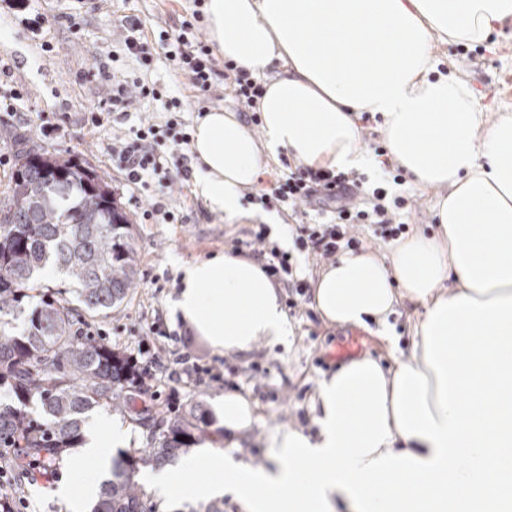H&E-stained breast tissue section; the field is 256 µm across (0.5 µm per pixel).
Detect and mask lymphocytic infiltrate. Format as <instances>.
Instances as JSON below:
<instances>
[{"mask_svg": "<svg viewBox=\"0 0 512 512\" xmlns=\"http://www.w3.org/2000/svg\"><path fill=\"white\" fill-rule=\"evenodd\" d=\"M126 31L124 50L142 67L151 66L155 53H164L179 60L193 90L204 99L222 98L229 90L244 111H256L264 87L233 62L218 63L212 49L198 37L190 21H183L178 30L155 43L145 35L140 23H130ZM136 98L164 101L170 111L165 126H179L178 101L168 99L165 88L157 83L137 80L129 87L116 85L109 102L114 112L125 116ZM160 129L152 119L144 118L138 126L112 134V158L119 162L128 183L133 186L149 188L167 169ZM385 198L384 190L379 187L371 195H360L354 173L313 167L279 176L270 189L258 195L266 208L279 203L292 211L308 207L321 214V221L296 225L294 231L298 248L324 262L334 261L341 251L359 249L361 241L354 233L358 225H375L377 233L385 240L397 239L405 232V225L398 223L395 215L396 209L404 206V198H396L390 206L386 205ZM248 246L254 254L264 257L263 270L267 276L285 281L292 295H305L309 285L298 277L292 255L267 248L264 230L255 231Z\"/></svg>", "mask_w": 512, "mask_h": 512, "instance_id": "f902f5d3", "label": "lymphocytic infiltrate"}]
</instances>
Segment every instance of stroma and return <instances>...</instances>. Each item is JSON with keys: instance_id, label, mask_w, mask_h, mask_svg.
Listing matches in <instances>:
<instances>
[{"instance_id": "1", "label": "stroma", "mask_w": 512, "mask_h": 512, "mask_svg": "<svg viewBox=\"0 0 512 512\" xmlns=\"http://www.w3.org/2000/svg\"><path fill=\"white\" fill-rule=\"evenodd\" d=\"M202 4L203 0H0V99L13 100L17 111L29 113L32 120L31 126L20 127L0 114V128L13 137L11 143L0 142V153L15 154L24 144L78 156L109 184L117 203L133 219L140 269L136 286L118 308L89 317L88 323L93 333L145 370V393L135 400L133 411L95 410L89 421L103 417L127 426L131 447L140 448L153 425L196 418L215 449L259 466L265 462V441L279 426L315 433L312 401L318 382L342 361L368 356L389 370L406 359L422 308L400 300L388 319L390 337L385 340L362 329L326 325L309 297L287 311L294 328L288 345H260L229 355L171 317L169 305L180 289L178 265L234 250L249 255V248H237L236 243L249 239L252 224H233L211 213L190 181L169 197L180 223L144 219L149 193L133 190L113 163L108 152L112 120L95 123L91 114L112 91L97 77L102 69L121 81L142 78L170 89L183 103L181 117L187 125L195 124L199 109L218 106L248 122V113L242 112L232 92H225L218 102L203 101L176 62L161 55L145 68L123 50L122 16L139 20L145 32L156 33L180 28ZM434 52L444 66L470 82L481 111L497 112L512 104V88L505 86L512 81V22L481 46L466 49L438 43ZM363 175L366 185L381 183L389 193L412 197V208L400 216L409 232H437L434 206L441 189L419 187L407 177L393 182L377 165ZM232 391L253 402L256 417L234 448L228 446L210 408L213 397ZM73 457L68 451L56 459L58 475L53 481L25 479L16 484L25 501L22 512H65L54 491L73 479Z\"/></svg>"}]
</instances>
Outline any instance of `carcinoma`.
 <instances>
[{
    "instance_id": "obj_1",
    "label": "carcinoma",
    "mask_w": 512,
    "mask_h": 512,
    "mask_svg": "<svg viewBox=\"0 0 512 512\" xmlns=\"http://www.w3.org/2000/svg\"><path fill=\"white\" fill-rule=\"evenodd\" d=\"M138 262L131 219L101 176L75 156L17 152L0 193V448L18 449L17 467L52 466L81 443L88 412H121L140 392L127 356L73 332L84 315H106L126 299ZM47 269L60 288H39ZM66 285L79 306L63 298ZM194 428L174 422L145 447L119 451L93 512H153L136 466L163 467L187 453Z\"/></svg>"
}]
</instances>
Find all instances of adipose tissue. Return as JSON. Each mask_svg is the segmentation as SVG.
Here are the masks:
<instances>
[{
	"label": "adipose tissue",
	"instance_id": "obj_1",
	"mask_svg": "<svg viewBox=\"0 0 512 512\" xmlns=\"http://www.w3.org/2000/svg\"><path fill=\"white\" fill-rule=\"evenodd\" d=\"M203 11L217 52L265 87L261 135L217 108L194 127V188L211 212L251 219L242 195L281 152L316 168L366 166L365 113L381 116L411 181L445 194L433 237L409 235L385 258L342 254L314 288L328 325L384 327L400 298L419 302L407 360L387 372L354 358L320 379L315 436L278 428L264 466L206 449L141 482L164 498L229 494L243 512H512V107L487 121L433 53L437 42L483 44L512 19V0H205ZM179 271L171 310L217 351L288 343L279 292L253 259L219 253ZM211 410L234 435L255 421L238 393ZM124 440L95 423L72 461L81 485L57 490L68 512H86Z\"/></svg>",
	"mask_w": 512,
	"mask_h": 512
}]
</instances>
